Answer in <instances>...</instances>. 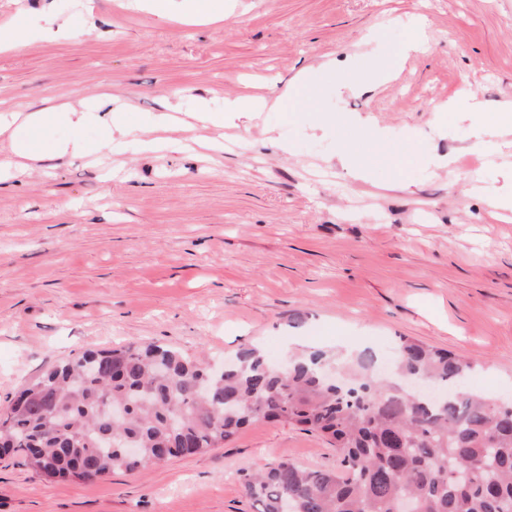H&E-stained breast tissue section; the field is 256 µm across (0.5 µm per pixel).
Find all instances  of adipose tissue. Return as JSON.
Instances as JSON below:
<instances>
[{"label": "adipose tissue", "mask_w": 512, "mask_h": 512, "mask_svg": "<svg viewBox=\"0 0 512 512\" xmlns=\"http://www.w3.org/2000/svg\"><path fill=\"white\" fill-rule=\"evenodd\" d=\"M314 79L309 71H301L282 95L268 99L258 96H236L224 100V109L220 112L209 111L206 101H199L195 117L198 121L213 125L239 126L238 139L243 147H250L252 140L250 128L240 125V118L262 112L280 111L286 116L300 112L308 100V91ZM176 106L164 103L161 112L156 113L150 122L144 123L128 112H118L112 106V96L103 93L96 96L93 102L83 101L72 103H51L31 112H13L0 115V137L9 141L11 154L0 163L7 167L17 168L25 172L30 162L41 159L44 153L55 155L66 152L82 157L87 147L81 137L83 127L89 121H97L103 131L102 144L113 148L118 141L132 140L142 150L163 151L176 148L174 140L164 138L163 132L172 120ZM467 113L470 124L465 133V153L489 157L501 156L508 146L506 137L512 133V102L501 103L495 110L486 111L479 101L467 99L465 105L451 104L448 109L436 112L433 128L444 131L455 125L460 113ZM61 123L71 131L69 140L51 145L37 138V131L50 125ZM496 175L507 180L504 188L488 187L487 192L495 209L512 210V162L503 160L495 164Z\"/></svg>", "instance_id": "obj_1"}]
</instances>
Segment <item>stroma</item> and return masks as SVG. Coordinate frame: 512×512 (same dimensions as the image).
Returning a JSON list of instances; mask_svg holds the SVG:
<instances>
[{"label": "stroma", "mask_w": 512, "mask_h": 512, "mask_svg": "<svg viewBox=\"0 0 512 512\" xmlns=\"http://www.w3.org/2000/svg\"><path fill=\"white\" fill-rule=\"evenodd\" d=\"M136 3L0 0V26L33 33L0 52V113L108 90L139 117L178 104L170 138L214 145L197 157L131 141L97 163L0 168V411L58 360L131 342L218 360L244 345L371 346L391 360L407 336L471 359L480 391L512 398V215L493 217L473 190L465 124L432 128L459 93L489 110L512 100V0H224L223 22L206 25ZM413 19L426 52L339 92V74L384 68L379 47L404 41ZM49 22L65 36H37ZM304 69L319 73L312 107L263 113L254 148L190 121L198 100L220 112L241 93L275 98ZM353 114L386 131L366 181L328 163L356 148ZM429 154L459 160L434 172ZM283 459L341 467L319 436L264 421L227 446L92 482L50 480L5 453L0 512H255L245 477Z\"/></svg>", "instance_id": "35a3bbf8"}]
</instances>
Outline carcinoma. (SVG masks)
Masks as SVG:
<instances>
[{
    "label": "carcinoma",
    "mask_w": 512,
    "mask_h": 512,
    "mask_svg": "<svg viewBox=\"0 0 512 512\" xmlns=\"http://www.w3.org/2000/svg\"><path fill=\"white\" fill-rule=\"evenodd\" d=\"M378 364L370 348L342 360L314 350L284 369L245 346L215 373L157 344L89 350L20 392L0 416V448L49 479L92 481L285 421L327 438L344 470L281 460L245 479L258 512H397L404 498L412 512H512V404L466 387L475 363L402 336L395 379H377ZM410 376L446 396L412 395L397 383ZM111 403L126 405L125 421L111 420Z\"/></svg>",
    "instance_id": "1"
}]
</instances>
